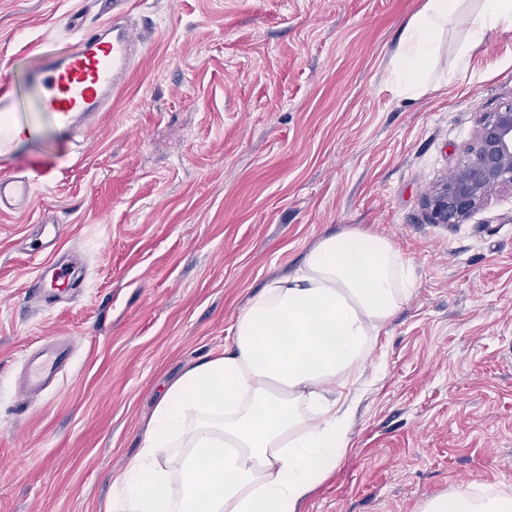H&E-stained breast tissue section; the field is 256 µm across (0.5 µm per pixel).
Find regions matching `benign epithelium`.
I'll list each match as a JSON object with an SVG mask.
<instances>
[{
	"label": "benign epithelium",
	"instance_id": "obj_1",
	"mask_svg": "<svg viewBox=\"0 0 512 512\" xmlns=\"http://www.w3.org/2000/svg\"><path fill=\"white\" fill-rule=\"evenodd\" d=\"M512 189V101L490 115L454 176L424 196L432 224H460L500 188Z\"/></svg>",
	"mask_w": 512,
	"mask_h": 512
}]
</instances>
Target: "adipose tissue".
<instances>
[{"mask_svg": "<svg viewBox=\"0 0 512 512\" xmlns=\"http://www.w3.org/2000/svg\"><path fill=\"white\" fill-rule=\"evenodd\" d=\"M455 18L465 64L489 32L512 28V0H426L393 59L398 91L432 84ZM411 286V263L387 237H322L295 274L250 299L230 346L160 394L138 454L112 478L109 512H300L346 451L364 363ZM424 512H512V496L463 487Z\"/></svg>", "mask_w": 512, "mask_h": 512, "instance_id": "1", "label": "adipose tissue"}]
</instances>
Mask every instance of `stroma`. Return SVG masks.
Wrapping results in <instances>:
<instances>
[{
    "label": "stroma",
    "mask_w": 512,
    "mask_h": 512,
    "mask_svg": "<svg viewBox=\"0 0 512 512\" xmlns=\"http://www.w3.org/2000/svg\"><path fill=\"white\" fill-rule=\"evenodd\" d=\"M425 0H130L141 66L78 149L23 77L107 22L110 0H0V89L36 127L10 171L36 180L0 217V512H105L160 393L223 351L248 300L324 235H385L414 285L365 364L351 441L303 512H421L457 487L512 495V190L464 223H429L485 118L512 100V29L467 66L449 23L448 87L410 99L391 61ZM64 225L88 275L47 305L27 289L37 225ZM72 365L29 403L17 385L49 341Z\"/></svg>",
    "instance_id": "obj_1"
}]
</instances>
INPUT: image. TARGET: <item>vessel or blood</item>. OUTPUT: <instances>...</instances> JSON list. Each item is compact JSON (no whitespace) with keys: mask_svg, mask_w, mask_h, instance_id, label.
Instances as JSON below:
<instances>
[{"mask_svg":"<svg viewBox=\"0 0 512 512\" xmlns=\"http://www.w3.org/2000/svg\"><path fill=\"white\" fill-rule=\"evenodd\" d=\"M72 28L78 34L73 47L45 54L27 77L42 91V111L50 124L70 141L109 111L113 98L123 91L129 75L144 57V34L131 24L115 21L87 29L76 21ZM24 128L14 96L0 91L1 165L16 155ZM34 185V180L26 176H0V215L27 211L33 203ZM83 280L80 271L62 267L51 257L38 268L32 287L45 297L62 299ZM71 354V343L63 340L35 360L19 394L32 395L46 381L55 379L69 366Z\"/></svg>","mask_w":512,"mask_h":512,"instance_id":"b4317fda","label":"vessel or blood"}]
</instances>
